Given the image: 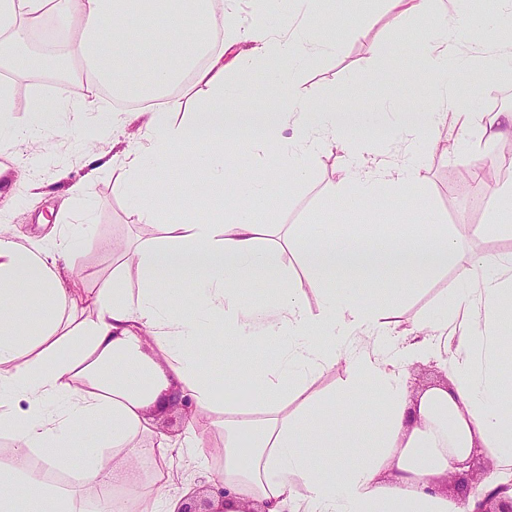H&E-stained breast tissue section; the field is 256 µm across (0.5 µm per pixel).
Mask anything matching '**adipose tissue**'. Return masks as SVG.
Returning <instances> with one entry per match:
<instances>
[{
    "instance_id": "ef3b65f1",
    "label": "adipose tissue",
    "mask_w": 512,
    "mask_h": 512,
    "mask_svg": "<svg viewBox=\"0 0 512 512\" xmlns=\"http://www.w3.org/2000/svg\"><path fill=\"white\" fill-rule=\"evenodd\" d=\"M383 2L393 21L416 17L436 29L418 52L438 95L409 104L392 130L393 138L436 152L448 120L462 138L472 121L468 107L448 96V66L480 79L512 62V41L494 39L495 24L512 20V0L465 22L472 41L492 47L479 60L460 52L436 0ZM295 3L297 19L273 28L267 18L280 13L281 0H266L264 13L245 17L236 14L238 0H0V65H18L29 23L51 14L69 34L89 89L106 86L137 100L172 87L201 95L189 126L152 113L137 145L111 159L138 223L156 220L165 174L194 167L225 186L223 217L171 220L163 243L123 251L124 268L141 276L137 294L115 276L80 297L77 308L69 301L77 295L79 230L32 249L0 224V437L11 441L0 461V512H16L30 496L51 500L55 512H176L184 493L175 462L201 448L154 432L151 414L175 396L212 414L224 435L218 478L226 495L216 512L257 505L264 512H471V499L442 484L477 448L497 465L489 485L512 480V412L498 382L512 365V259L465 247L482 227L431 223L377 242L363 233L339 237L332 224L292 225L280 234L256 221L254 196L286 179L309 181L317 155L332 147L345 156L332 194L353 193L361 210L378 194L411 201L423 187L420 162L364 159L354 140L371 123L364 113L322 107L291 88L271 112L226 92L230 74H249L275 57L293 77L324 48L320 32L333 17L319 0ZM241 116L250 118L253 134L240 140ZM232 138L237 148L225 152ZM197 139L208 142V152L195 150ZM272 145L276 164L240 173L241 158ZM286 246L301 260L302 281L292 280L281 259ZM448 268L472 285L471 305L456 298L406 324L393 317L396 301L412 299ZM186 278L196 283L188 299L175 289ZM257 284L277 287L273 306L247 296ZM214 319L223 332L212 330ZM222 335L245 353L272 339L288 342L267 373L251 380L249 403L220 398L202 371L203 346ZM424 356L441 363L449 382L412 398L404 372ZM342 361L353 372L340 394L308 396L314 379ZM366 383L379 395L371 420L341 407ZM105 417L112 427L101 435ZM359 437L366 451L345 461L341 449ZM76 454L82 464L74 483L60 487L36 476L39 466L72 470Z\"/></svg>"
}]
</instances>
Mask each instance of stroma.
I'll list each match as a JSON object with an SVG mask.
<instances>
[{
  "label": "stroma",
  "instance_id": "stroma-1",
  "mask_svg": "<svg viewBox=\"0 0 512 512\" xmlns=\"http://www.w3.org/2000/svg\"><path fill=\"white\" fill-rule=\"evenodd\" d=\"M321 7L336 16L335 28L325 33L336 49L308 63L295 83L298 95L314 94L317 101L340 111L374 112L382 108L390 125L400 120L403 102L433 98L434 84L416 51L417 45L433 34L428 21L411 18L392 22L384 14L381 0H323ZM358 22L363 23L364 32L355 36L351 28ZM379 72L404 74L408 80L400 85L373 84L371 77ZM1 80L14 88L10 114L13 125L29 129L30 134L21 141L0 137V210L7 214L15 240L26 247L46 246L53 234L84 222L83 245L75 263L80 294L93 293L120 267L114 245L133 248L160 242L164 236L162 216L171 203H178L182 212L202 220L223 210V189L205 182L201 171L188 168L171 176L165 196L158 198L159 221L134 222L119 174L108 160L128 148V136L136 131L137 120L119 111L117 102L103 92L92 94L78 82L55 80L42 68L23 71L0 66ZM448 89L470 103L474 118L467 148L472 161H481L484 115L512 105V78L491 74L477 85L467 73L452 69L448 72ZM90 96L97 110L115 115V124L108 133L87 136L92 126L90 114L72 110L73 105ZM39 101L64 105L56 125L36 123L34 106ZM73 126L78 127V134H70ZM408 151L421 159L424 182L415 205L407 209H399L391 198L382 196L371 212L349 221L331 194L344 158L340 151L330 150L320 155L311 181L280 186L269 200L255 199L252 206L257 221L288 225L327 221L335 224L342 237L362 226L416 224L429 213L448 225L484 224L487 211L474 208L473 200L491 198L492 185L476 179L469 190H457L452 176L462 169L461 159L449 153L428 152L420 143L409 144ZM80 179L87 182V194L82 201L70 202L68 188ZM190 419L195 422L196 438L209 453L181 461V485L210 496L217 486L216 472L221 464L213 451L222 446L223 435L212 426L209 415L200 413L192 419L178 405L155 416L154 426L156 431L181 441L187 435L186 422Z\"/></svg>",
  "mask_w": 512,
  "mask_h": 512
}]
</instances>
